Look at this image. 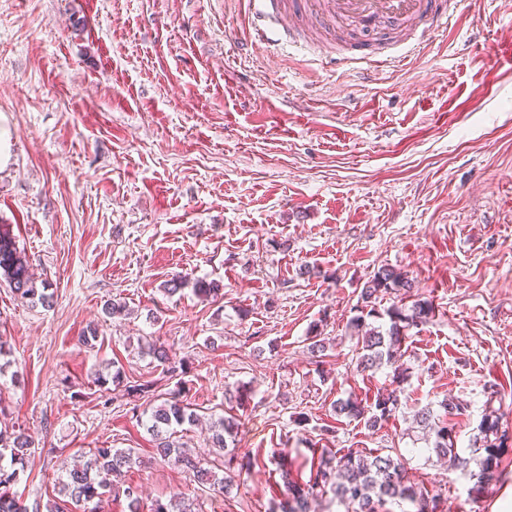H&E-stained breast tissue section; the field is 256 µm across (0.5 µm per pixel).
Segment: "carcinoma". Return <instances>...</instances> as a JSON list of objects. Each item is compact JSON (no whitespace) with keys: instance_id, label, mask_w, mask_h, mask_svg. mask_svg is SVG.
Here are the masks:
<instances>
[{"instance_id":"obj_1","label":"carcinoma","mask_w":512,"mask_h":512,"mask_svg":"<svg viewBox=\"0 0 512 512\" xmlns=\"http://www.w3.org/2000/svg\"><path fill=\"white\" fill-rule=\"evenodd\" d=\"M0 277L10 286L15 296L37 302L44 307L51 305L53 294L49 284L37 282L29 271L28 263L16 246L10 231L0 229ZM413 283L403 272L381 266L364 283L358 297L357 312L350 323V336L356 338L360 372L387 367L392 370V388L377 390L366 399L351 397L335 403L336 415L363 420L368 427H382L399 409L401 383L406 379L402 349L407 333L412 328L428 324L434 317L432 303L414 300L412 304L393 303L384 312L377 308L378 300L389 294L411 296ZM388 317V322L374 326L368 318ZM149 354L166 366V373L176 378L186 374L183 363L170 361L160 347L149 345ZM184 381L176 382V391L162 398L152 408L147 430L156 441L157 455L161 460L180 467L193 476L199 488L227 490V478L217 467L232 473L242 471L246 463L235 447L239 423L233 417H220L211 427V443L220 457L219 465L208 464L185 449L178 436L184 426L195 425L197 415L191 404L182 399ZM439 413L429 404L417 411L415 421L424 433L428 450L438 458L448 461V467L460 470L475 480L480 487L493 480L498 472L502 455L512 447V434L501 426V416L495 410L485 409L476 426L477 434L470 444V456L460 454L454 447L452 419L467 415L468 407L452 398L444 399ZM311 452V476L308 482H288V501L281 505L282 512H310V501L330 491L336 501L349 512H391L389 506L405 501L416 507V512H438L439 495L429 493L425 486L412 484L407 479V469L400 457L390 454L347 451L334 453L330 448H318L306 442ZM36 453L35 441L25 430L0 428V512H40L39 507L28 508L11 487L20 479ZM143 464L132 448H92L58 478V494L83 506V512H92V505L106 495L122 492L129 500L130 512H137L138 489L124 485V471ZM476 469H471V465ZM153 512H194L193 501L182 493L173 494L166 501L158 500Z\"/></svg>"}]
</instances>
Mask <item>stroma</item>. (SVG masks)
Masks as SVG:
<instances>
[{
    "mask_svg": "<svg viewBox=\"0 0 512 512\" xmlns=\"http://www.w3.org/2000/svg\"><path fill=\"white\" fill-rule=\"evenodd\" d=\"M249 0H0V225L52 306L0 283V422L39 445L13 490L48 499L62 467L103 445L131 448L141 512L193 489L164 463L131 405L175 382L140 345L183 361L201 420L183 440L212 459L207 426L236 414L249 465L231 495L199 493L195 512H272L282 471L310 475L305 440L399 454L442 512H512V451L482 490L429 459L417 409L469 406L467 452L486 406L512 427V0H458L411 48L413 27L371 39L339 24L273 27L244 47ZM407 272L435 317L411 329L402 405L381 428L333 404L389 386L364 378L346 325L365 281ZM220 285L168 296L173 275ZM127 304L130 316L108 304ZM331 338L313 357L306 337ZM97 341L81 342L88 329ZM122 367L155 396L131 402L95 374ZM252 390L228 406L226 390ZM309 416L297 425L295 412ZM333 431L322 434L324 426ZM289 444L285 459L273 450Z\"/></svg>",
    "mask_w": 512,
    "mask_h": 512,
    "instance_id": "35a3bbf8",
    "label": "stroma"
}]
</instances>
